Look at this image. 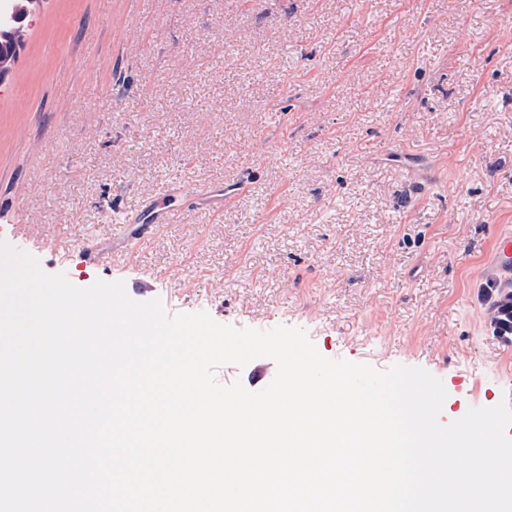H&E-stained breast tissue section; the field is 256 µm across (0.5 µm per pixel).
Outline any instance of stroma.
<instances>
[{
	"label": "stroma",
	"mask_w": 512,
	"mask_h": 512,
	"mask_svg": "<svg viewBox=\"0 0 512 512\" xmlns=\"http://www.w3.org/2000/svg\"><path fill=\"white\" fill-rule=\"evenodd\" d=\"M0 81V240L167 316L303 328L318 353L421 367L440 423L512 405L491 324L512 233V0H39ZM246 184L88 265L59 237L174 188ZM272 359L219 367L267 387Z\"/></svg>",
	"instance_id": "stroma-1"
}]
</instances>
